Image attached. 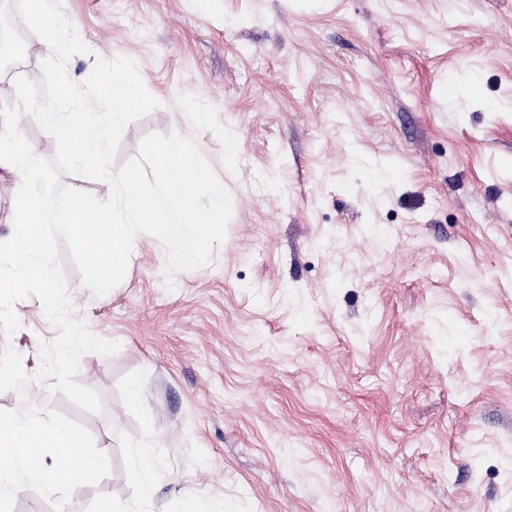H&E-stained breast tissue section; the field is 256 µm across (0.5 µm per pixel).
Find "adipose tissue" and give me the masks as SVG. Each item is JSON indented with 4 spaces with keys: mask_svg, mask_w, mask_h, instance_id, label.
<instances>
[{
    "mask_svg": "<svg viewBox=\"0 0 512 512\" xmlns=\"http://www.w3.org/2000/svg\"><path fill=\"white\" fill-rule=\"evenodd\" d=\"M53 449L56 463L44 468H29L28 450L32 444ZM0 447L9 449L7 465L0 467V483L10 481L16 484H30L39 487H54L67 484L68 488H79L77 479L85 469L102 471L104 460L86 454L84 442L68 425L47 420L18 416L0 424ZM69 463L75 475L74 480L64 482L59 476L60 463Z\"/></svg>",
    "mask_w": 512,
    "mask_h": 512,
    "instance_id": "adipose-tissue-1",
    "label": "adipose tissue"
}]
</instances>
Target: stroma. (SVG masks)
Instances as JSON below:
<instances>
[{"mask_svg": "<svg viewBox=\"0 0 512 512\" xmlns=\"http://www.w3.org/2000/svg\"><path fill=\"white\" fill-rule=\"evenodd\" d=\"M61 9L89 49L70 79L127 57L160 102L116 165L148 134L191 136L232 216L208 264L172 274L138 233L100 297L60 248L75 316L119 345L79 362L101 413L38 379L58 330L39 298L16 303L0 357L24 380L0 382V418L62 421L106 466L76 491L17 487L0 512H512V0ZM20 44L0 105L50 55ZM149 436L160 468L138 497ZM154 441L147 438L136 446L134 451V464L129 472V482L132 490L139 496H145L151 489V482L148 479V471H145L144 463L153 459Z\"/></svg>", "mask_w": 512, "mask_h": 512, "instance_id": "obj_1", "label": "stroma"}]
</instances>
